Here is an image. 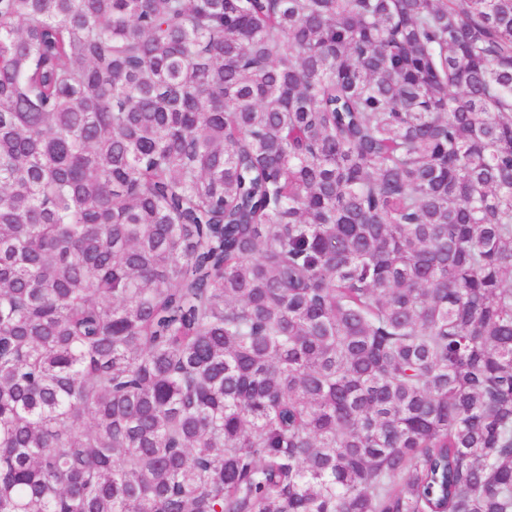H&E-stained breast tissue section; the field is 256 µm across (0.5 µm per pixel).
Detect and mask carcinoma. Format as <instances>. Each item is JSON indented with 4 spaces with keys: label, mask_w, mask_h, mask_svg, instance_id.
<instances>
[{
    "label": "carcinoma",
    "mask_w": 512,
    "mask_h": 512,
    "mask_svg": "<svg viewBox=\"0 0 512 512\" xmlns=\"http://www.w3.org/2000/svg\"><path fill=\"white\" fill-rule=\"evenodd\" d=\"M0 512H512V0H0Z\"/></svg>",
    "instance_id": "obj_1"
}]
</instances>
